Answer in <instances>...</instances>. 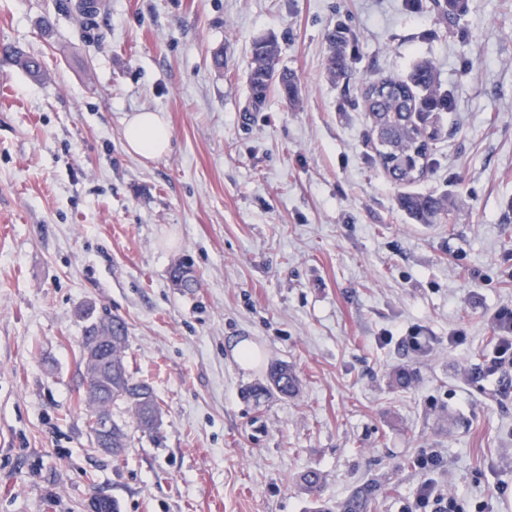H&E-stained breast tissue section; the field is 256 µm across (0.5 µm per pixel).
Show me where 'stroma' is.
I'll return each mask as SVG.
<instances>
[{
  "instance_id": "1",
  "label": "stroma",
  "mask_w": 512,
  "mask_h": 512,
  "mask_svg": "<svg viewBox=\"0 0 512 512\" xmlns=\"http://www.w3.org/2000/svg\"><path fill=\"white\" fill-rule=\"evenodd\" d=\"M79 2L0 0V512H344L363 490L403 512L426 451L448 496L512 512V364L487 372L512 307V0L451 23L434 0H104L92 26ZM341 24L348 83L327 66ZM270 35L299 93L255 111ZM422 59L450 104L414 186L450 192L433 224L400 210L359 104ZM143 111L172 128L156 160L124 149ZM185 259L196 287L170 278ZM88 305L124 320L160 406L149 434L114 406L119 458L86 426ZM275 361L298 392L253 396Z\"/></svg>"
}]
</instances>
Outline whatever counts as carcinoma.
Segmentation results:
<instances>
[{
    "instance_id": "obj_1",
    "label": "carcinoma",
    "mask_w": 512,
    "mask_h": 512,
    "mask_svg": "<svg viewBox=\"0 0 512 512\" xmlns=\"http://www.w3.org/2000/svg\"><path fill=\"white\" fill-rule=\"evenodd\" d=\"M331 54L329 70L334 78L347 79L350 76L346 54V35L335 32L330 36ZM249 83L253 92L252 106L262 103L266 90L273 84L279 86L283 96L289 100L296 97L298 85L291 74L279 69V44L272 37L261 38L253 43ZM15 62L27 73L37 76L41 62L34 56L21 51L14 53ZM362 107L368 112L373 132L379 145V158L388 175L400 180L405 161L417 154L427 157L428 143L424 133L431 109L428 102L442 100L448 108V98L438 92L434 65L429 61L417 63L405 78L386 77L366 85L361 92ZM400 207L414 220L423 223L445 213L442 200L431 194L416 195L403 193L399 196ZM117 319L107 318L93 323L85 329V335L112 330V369H103L102 378L89 384L87 390L88 428L101 416H112V406L124 405L127 413L145 432L154 429L152 411H160L153 388L135 379L128 370L125 360L126 328L116 327ZM269 386L266 392L288 396L299 389L297 376L288 365L274 362L267 372ZM128 446L127 424L112 420V447L124 449Z\"/></svg>"
}]
</instances>
